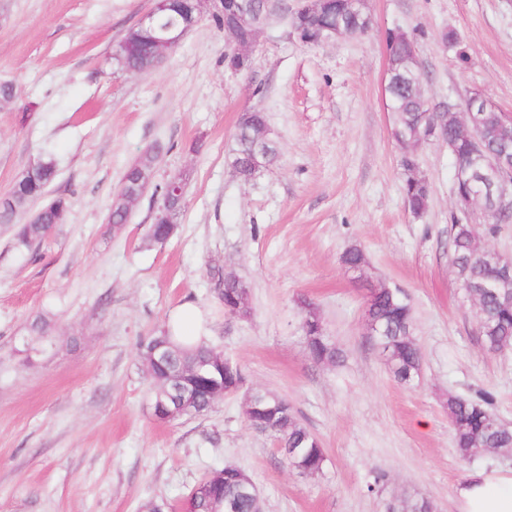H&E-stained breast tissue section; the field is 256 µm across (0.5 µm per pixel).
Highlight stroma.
<instances>
[{"label": "stroma", "mask_w": 512, "mask_h": 512, "mask_svg": "<svg viewBox=\"0 0 512 512\" xmlns=\"http://www.w3.org/2000/svg\"><path fill=\"white\" fill-rule=\"evenodd\" d=\"M153 5L0 0V83L16 93L0 104V197L49 152L58 162L49 194L70 203L34 253L0 224V512H148L159 502L183 512L197 484L227 465L252 478L262 512H388L421 500L457 512L465 475L511 470L512 454L461 459L448 399L491 391L512 426V351L485 350L452 265L450 225L482 218L455 209L446 143L418 152L426 211L405 206L385 36H418L430 107L478 90L512 114V0H366L367 33L316 46L275 17L240 72L225 65L232 43L206 14L159 66L122 71L113 52ZM449 30L458 46L442 44ZM255 105L278 156L244 181L230 154ZM153 146L162 153L152 189L114 228L106 216L122 175ZM174 174L185 208L171 239L155 244L153 190ZM354 245L368 281L341 263ZM216 270L249 287V316L225 313ZM372 281L411 299L423 352L413 385H400L364 336ZM304 299L341 352L336 364L308 357ZM186 305L247 389L164 423L151 413L138 343ZM40 320L48 335H30ZM250 389L288 400L322 443V473L298 475L274 437L249 427ZM377 471L387 480L372 492Z\"/></svg>", "instance_id": "35a3bbf8"}]
</instances>
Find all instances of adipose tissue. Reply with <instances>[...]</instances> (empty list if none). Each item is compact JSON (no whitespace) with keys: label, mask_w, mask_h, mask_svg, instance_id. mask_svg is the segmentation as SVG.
Instances as JSON below:
<instances>
[{"label":"adipose tissue","mask_w":512,"mask_h":512,"mask_svg":"<svg viewBox=\"0 0 512 512\" xmlns=\"http://www.w3.org/2000/svg\"><path fill=\"white\" fill-rule=\"evenodd\" d=\"M454 494L458 512H512V471L472 470Z\"/></svg>","instance_id":"adipose-tissue-1"}]
</instances>
